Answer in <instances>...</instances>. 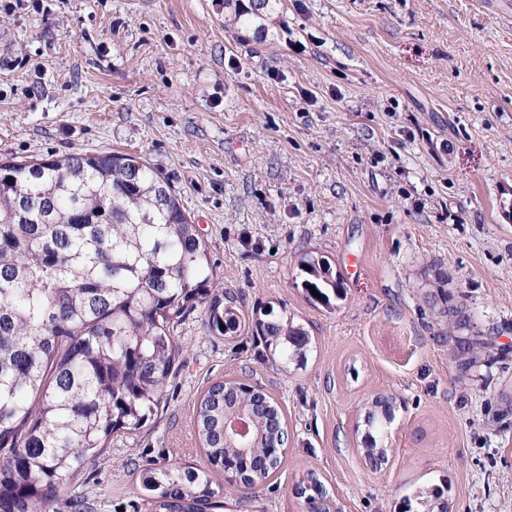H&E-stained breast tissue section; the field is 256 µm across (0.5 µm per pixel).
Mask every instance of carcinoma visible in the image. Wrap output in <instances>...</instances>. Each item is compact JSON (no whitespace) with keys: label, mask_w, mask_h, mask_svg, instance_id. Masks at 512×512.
I'll return each instance as SVG.
<instances>
[{"label":"carcinoma","mask_w":512,"mask_h":512,"mask_svg":"<svg viewBox=\"0 0 512 512\" xmlns=\"http://www.w3.org/2000/svg\"><path fill=\"white\" fill-rule=\"evenodd\" d=\"M283 2L224 0V11L262 39ZM300 264L308 300L344 296L329 262L307 253ZM198 305L210 333L237 337L240 302L217 288L196 225L149 164L114 152L0 161V512H48L112 434L145 426L181 355L174 325ZM439 315L470 333L457 348L468 370L465 354L487 342L463 305ZM254 332L281 364L306 359L310 336L287 314L264 312ZM395 403L379 394L365 408L372 468L387 460ZM227 416L244 418L248 433L224 431ZM194 418L210 467L242 487L281 465L287 430L261 386L217 381ZM141 489L151 512H204L217 495L208 472L175 460L145 469ZM299 495L310 512H330L315 474Z\"/></svg>","instance_id":"carcinoma-1"}]
</instances>
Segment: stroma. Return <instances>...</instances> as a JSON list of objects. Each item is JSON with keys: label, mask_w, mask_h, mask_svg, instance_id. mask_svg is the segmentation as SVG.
<instances>
[{"label": "stroma", "mask_w": 512, "mask_h": 512, "mask_svg": "<svg viewBox=\"0 0 512 512\" xmlns=\"http://www.w3.org/2000/svg\"><path fill=\"white\" fill-rule=\"evenodd\" d=\"M0 0V160L116 151L164 177L245 314L287 310L305 363L266 361L251 330L202 310L148 426L113 437L72 489L94 512H150L149 464L207 461L194 426L214 382L261 386L288 443L276 473L217 512H401L442 488L448 512H512V0H285L263 40L222 0ZM324 256L345 298L310 304L298 268ZM446 270L445 287L435 282ZM491 338L460 373L433 296ZM397 398L389 460L360 452L363 408ZM299 495L305 498L310 512H330L327 491L314 473H310L306 483L299 486Z\"/></svg>", "instance_id": "1"}]
</instances>
